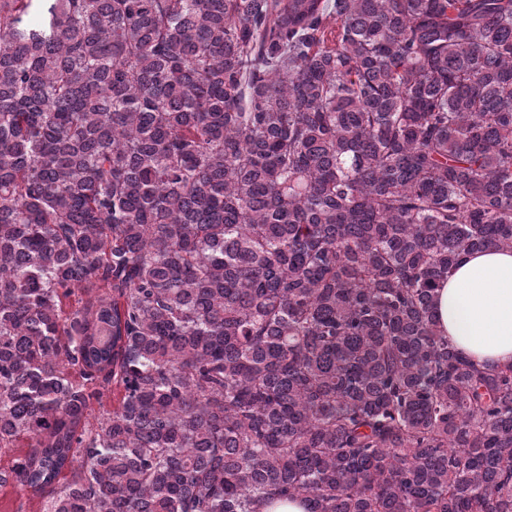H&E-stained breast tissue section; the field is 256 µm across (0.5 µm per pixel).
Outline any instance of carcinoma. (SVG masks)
<instances>
[{
  "label": "carcinoma",
  "mask_w": 512,
  "mask_h": 512,
  "mask_svg": "<svg viewBox=\"0 0 512 512\" xmlns=\"http://www.w3.org/2000/svg\"><path fill=\"white\" fill-rule=\"evenodd\" d=\"M488 248L512 0H0V487L42 512H512V365L436 323Z\"/></svg>",
  "instance_id": "obj_1"
}]
</instances>
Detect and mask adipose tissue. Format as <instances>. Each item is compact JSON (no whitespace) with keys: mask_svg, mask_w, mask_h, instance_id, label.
Instances as JSON below:
<instances>
[{"mask_svg":"<svg viewBox=\"0 0 512 512\" xmlns=\"http://www.w3.org/2000/svg\"><path fill=\"white\" fill-rule=\"evenodd\" d=\"M436 316L464 357L484 366L512 363V250L464 254L438 290Z\"/></svg>","mask_w":512,"mask_h":512,"instance_id":"obj_1","label":"adipose tissue"}]
</instances>
